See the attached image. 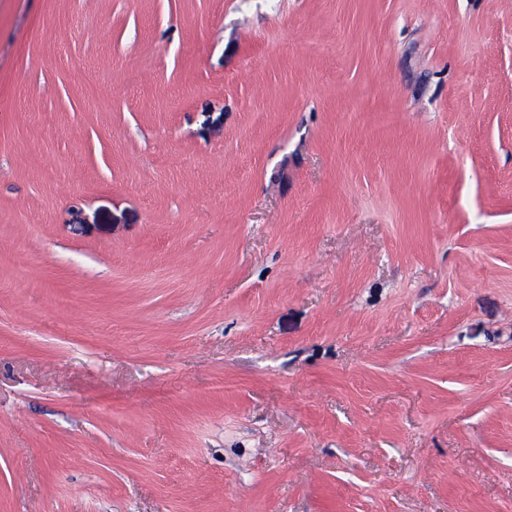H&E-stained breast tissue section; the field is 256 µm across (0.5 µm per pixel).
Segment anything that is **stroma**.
<instances>
[{"label": "stroma", "instance_id": "stroma-1", "mask_svg": "<svg viewBox=\"0 0 512 512\" xmlns=\"http://www.w3.org/2000/svg\"><path fill=\"white\" fill-rule=\"evenodd\" d=\"M0 512H512V0H0Z\"/></svg>", "mask_w": 512, "mask_h": 512}]
</instances>
